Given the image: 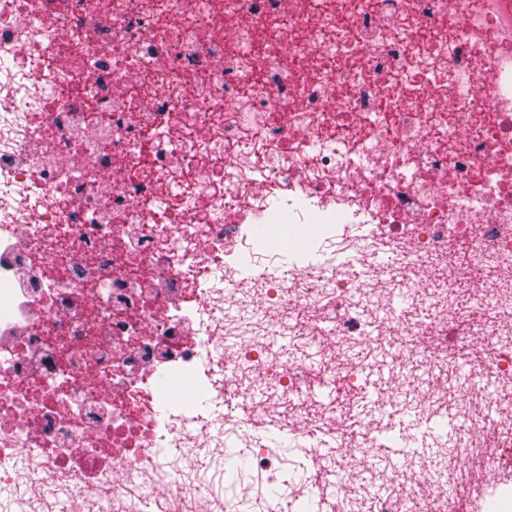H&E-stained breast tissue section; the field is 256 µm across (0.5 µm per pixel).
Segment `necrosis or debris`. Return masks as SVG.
Returning a JSON list of instances; mask_svg holds the SVG:
<instances>
[{
    "mask_svg": "<svg viewBox=\"0 0 512 512\" xmlns=\"http://www.w3.org/2000/svg\"><path fill=\"white\" fill-rule=\"evenodd\" d=\"M36 55L51 73L19 70ZM0 57V489H24L25 512H140L145 487L168 512H235L184 476L181 460L223 461L224 433L192 399L171 410L167 378L204 377L225 423L245 401L326 432L334 404L304 417L311 370L268 338L306 315L298 337L334 373L374 328L366 298L380 334L481 337L493 359L468 379L484 414L459 452L496 466L476 442L492 422L512 446L495 395L512 379V0H0ZM22 98L39 106L19 127ZM276 190L308 209L270 215ZM269 223L395 263L368 282L296 265L204 287L216 252L261 257L252 228ZM461 242L493 272L484 323L397 318L395 293L447 299ZM447 509L442 484L376 505Z\"/></svg>",
    "mask_w": 512,
    "mask_h": 512,
    "instance_id": "obj_1",
    "label": "necrosis or debris"
}]
</instances>
